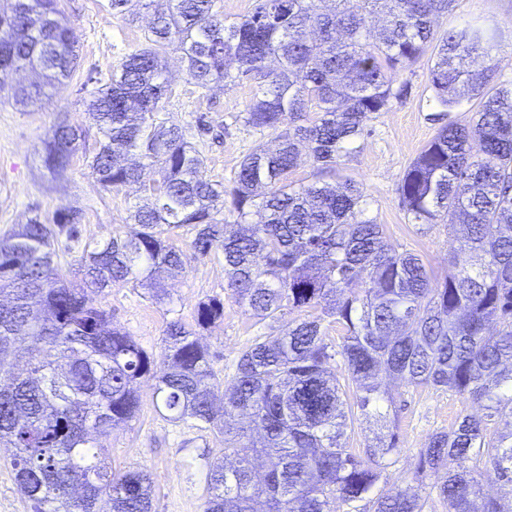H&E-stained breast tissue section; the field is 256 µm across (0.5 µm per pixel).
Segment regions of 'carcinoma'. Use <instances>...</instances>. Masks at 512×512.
<instances>
[{
    "label": "carcinoma",
    "instance_id": "carcinoma-1",
    "mask_svg": "<svg viewBox=\"0 0 512 512\" xmlns=\"http://www.w3.org/2000/svg\"><path fill=\"white\" fill-rule=\"evenodd\" d=\"M132 1L153 12V23L90 104L102 140L88 167L106 191L159 168L152 201L131 215L138 229L86 241L76 284L60 280L54 256L59 236L80 238V212L36 216L0 237V372L31 355L28 376L0 380V447L13 449L30 512H153L148 474L112 471L99 444L135 417L145 377L169 421L224 435L204 512H257L260 497L265 512H339V504L346 512H426L427 499L405 480L394 494L371 497L400 447L386 377L479 407L429 437L416 476L433 480L447 512H512V502L484 495L474 478L512 495V83L498 79L499 29L475 20L437 35L455 0H258L231 23L216 0L106 7L123 14ZM58 2L7 0L0 8V69L38 73L16 90L21 104L75 69L77 38ZM170 48L199 87L231 78L233 67L250 77L243 122L277 134L276 150L257 146L242 158L229 188L207 177L180 127L155 119L171 95L162 79ZM426 56L439 127L398 193L412 223L447 226L469 255V265L443 277L362 218L357 183L288 184L304 145L318 178L336 177L338 160L374 115L410 94L399 73ZM465 101L475 104L471 120H449ZM83 133L68 123L53 129L43 149L50 173L68 168ZM227 204L233 224L214 218ZM184 225L195 230L194 256L221 244L228 286L246 311L272 321L285 309L297 313L288 331L242 351L219 408L221 381L197 332L224 321L223 299L200 301L193 328L170 321L157 362L93 298L129 282L167 296L166 281L189 261L168 233ZM327 318L344 331L337 341ZM361 418L379 422V432L350 448L347 428ZM259 454L268 466L256 482ZM363 501L369 508L358 507Z\"/></svg>",
    "mask_w": 512,
    "mask_h": 512
}]
</instances>
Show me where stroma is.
Segmentation results:
<instances>
[{
    "label": "stroma",
    "instance_id": "35a3bbf8",
    "mask_svg": "<svg viewBox=\"0 0 512 512\" xmlns=\"http://www.w3.org/2000/svg\"><path fill=\"white\" fill-rule=\"evenodd\" d=\"M102 2L60 0L64 17L78 38V58L71 77L47 96L19 105L12 89L29 83L30 73L0 75V235L37 215L47 220L58 210L82 211L81 241L62 238L56 246L55 264L66 282L80 278L78 260L84 240L105 241L112 234L130 232V215L143 202L134 186L103 190L86 165L102 139L88 117V106L109 81L113 65L140 47L150 22L148 13L131 18L112 13ZM472 20L490 21L503 32L499 78L512 82V0H456L454 10L440 19L438 28L445 31ZM165 64L173 95L160 103L157 120L181 127L187 140L205 156L208 176L230 183L244 155L257 145L274 143L272 135L256 133L235 120L251 97V81L231 78L201 88L188 79L179 52L168 51ZM399 78L410 83V95L371 120L370 135L340 159L339 170L360 183L367 196L366 217L383 225L390 242L398 250L419 254L435 274L443 276L449 269V256L463 264L466 255L455 254L456 244L444 225L423 231L411 224L397 192L406 167L437 132L429 119L436 107L426 62L406 69ZM64 120L84 126L87 134L71 167L54 177L43 166L42 142ZM212 296L224 301V321L202 332L200 341L210 349L220 380L228 383L242 350L256 337L286 331L292 316L287 313L272 322L245 313L227 286L221 247L190 260L185 273L169 282L163 301L152 300L133 283L112 287L97 301L110 310L114 325L157 358L167 324L179 319L193 325L198 303ZM390 387L405 407L399 414L400 448L374 490L378 496L411 480L418 452L428 437L473 409L472 404L447 392L414 388L400 381L391 382ZM139 394L135 418L103 441L109 462L117 471L148 472L155 489L154 512H203L208 467L220 455L223 436L191 421L173 423L163 418L154 409L151 381H143Z\"/></svg>",
    "mask_w": 512,
    "mask_h": 512
}]
</instances>
